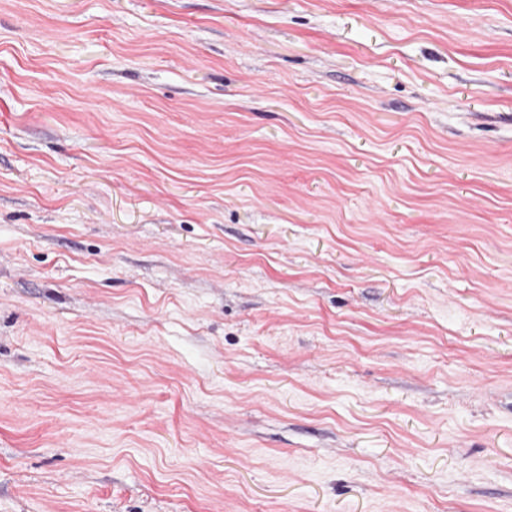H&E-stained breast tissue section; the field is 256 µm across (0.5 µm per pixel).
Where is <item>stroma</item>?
<instances>
[{
	"instance_id": "35a3bbf8",
	"label": "stroma",
	"mask_w": 512,
	"mask_h": 512,
	"mask_svg": "<svg viewBox=\"0 0 512 512\" xmlns=\"http://www.w3.org/2000/svg\"><path fill=\"white\" fill-rule=\"evenodd\" d=\"M0 512H512V0H0Z\"/></svg>"
}]
</instances>
